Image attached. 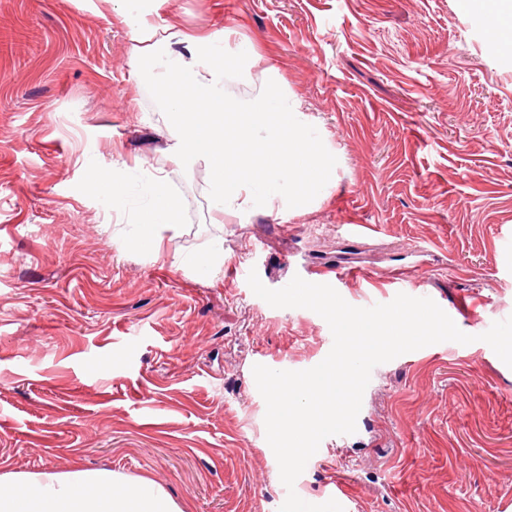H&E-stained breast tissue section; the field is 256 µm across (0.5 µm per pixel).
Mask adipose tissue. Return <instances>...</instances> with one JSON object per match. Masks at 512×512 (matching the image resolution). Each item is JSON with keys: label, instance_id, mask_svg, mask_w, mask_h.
Wrapping results in <instances>:
<instances>
[{"label": "adipose tissue", "instance_id": "1", "mask_svg": "<svg viewBox=\"0 0 512 512\" xmlns=\"http://www.w3.org/2000/svg\"><path fill=\"white\" fill-rule=\"evenodd\" d=\"M493 38L512 41V0H468ZM132 39L153 43L142 63L164 105L169 151L186 161H205L213 175L212 206L247 215L275 208L309 207L329 187L335 158L298 101L279 86L257 93L229 90L222 66L232 56L237 73L252 63V47L230 35L205 40L172 27H154L141 10L127 16ZM281 143L288 164L252 171L253 152ZM147 205L137 218L144 232L176 229L188 207L170 189L168 174L151 173L140 185ZM0 512H183L160 485L108 470L27 473L0 481Z\"/></svg>", "mask_w": 512, "mask_h": 512}]
</instances>
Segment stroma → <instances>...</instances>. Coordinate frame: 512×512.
<instances>
[{
  "mask_svg": "<svg viewBox=\"0 0 512 512\" xmlns=\"http://www.w3.org/2000/svg\"><path fill=\"white\" fill-rule=\"evenodd\" d=\"M463 2L146 0L152 25L249 40L260 60L230 90L277 74L337 159L312 208L241 218L211 209L204 162L166 152L127 0H0V477L105 469L184 512H278L289 489L253 367L312 368L333 336L257 297L254 270L270 289L338 280L357 307L408 287L474 337L377 365L355 433L322 440L301 499L512 507V368L478 339L512 316V48ZM155 169L189 207L132 247L135 185ZM115 171L123 211L90 190Z\"/></svg>",
  "mask_w": 512,
  "mask_h": 512,
  "instance_id": "obj_1",
  "label": "stroma"
}]
</instances>
